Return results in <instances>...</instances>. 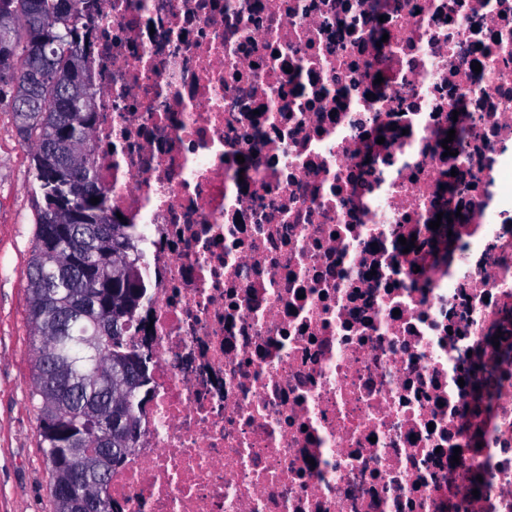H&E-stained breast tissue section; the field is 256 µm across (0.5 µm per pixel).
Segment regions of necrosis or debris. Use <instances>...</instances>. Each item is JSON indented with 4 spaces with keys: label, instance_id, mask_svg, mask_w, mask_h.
I'll return each instance as SVG.
<instances>
[{
    "label": "necrosis or debris",
    "instance_id": "necrosis-or-debris-1",
    "mask_svg": "<svg viewBox=\"0 0 512 512\" xmlns=\"http://www.w3.org/2000/svg\"><path fill=\"white\" fill-rule=\"evenodd\" d=\"M83 9L146 285L112 512H512V0Z\"/></svg>",
    "mask_w": 512,
    "mask_h": 512
}]
</instances>
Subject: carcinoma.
I'll return each mask as SVG.
<instances>
[{"instance_id":"carcinoma-1","label":"carcinoma","mask_w":512,"mask_h":512,"mask_svg":"<svg viewBox=\"0 0 512 512\" xmlns=\"http://www.w3.org/2000/svg\"><path fill=\"white\" fill-rule=\"evenodd\" d=\"M82 0H0V82L39 66L42 85L19 81L9 93L34 99L37 111L14 113L31 145L37 202L35 243L29 261L28 319L35 349L32 397L39 398L38 445L53 451L45 462L52 480L74 466L92 474L112 470L136 447L147 361L128 345L145 286L138 266L139 237L112 220L110 189L93 166L92 131L98 97L88 68ZM70 108L55 104L60 89ZM97 197L99 202L91 203ZM81 258L88 273L72 269ZM81 489L54 499L55 512H82Z\"/></svg>"}]
</instances>
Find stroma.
Here are the masks:
<instances>
[{
  "instance_id": "35a3bbf8",
  "label": "stroma",
  "mask_w": 512,
  "mask_h": 512,
  "mask_svg": "<svg viewBox=\"0 0 512 512\" xmlns=\"http://www.w3.org/2000/svg\"><path fill=\"white\" fill-rule=\"evenodd\" d=\"M31 151L0 103V512H53L31 398L35 351L28 321V261L36 214Z\"/></svg>"
}]
</instances>
